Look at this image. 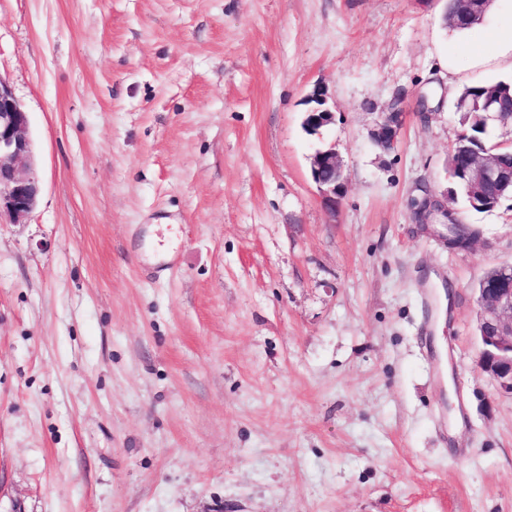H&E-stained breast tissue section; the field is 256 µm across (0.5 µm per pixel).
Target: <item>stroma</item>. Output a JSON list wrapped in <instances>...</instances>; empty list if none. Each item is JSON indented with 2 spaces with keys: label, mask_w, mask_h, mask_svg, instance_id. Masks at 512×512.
<instances>
[{
  "label": "stroma",
  "mask_w": 512,
  "mask_h": 512,
  "mask_svg": "<svg viewBox=\"0 0 512 512\" xmlns=\"http://www.w3.org/2000/svg\"><path fill=\"white\" fill-rule=\"evenodd\" d=\"M445 10L0 0L42 182L0 217V512H512V397L475 334L512 201H449L464 250L415 218L458 90L512 79L471 60L512 0L466 32ZM331 145L333 212L310 176ZM317 107H313L311 111L306 112V116L303 120L304 126L307 130L313 131L320 130L321 127L326 126L327 124L333 122L334 120V112H332L326 106V100L323 98H315ZM320 127V128H316ZM404 115L398 103L394 104L391 112L382 113L371 131V138L380 149L388 151L394 147Z\"/></svg>",
  "instance_id": "obj_1"
}]
</instances>
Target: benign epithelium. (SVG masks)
I'll list each match as a JSON object with an SVG mask.
<instances>
[{
  "instance_id": "obj_1",
  "label": "benign epithelium",
  "mask_w": 512,
  "mask_h": 512,
  "mask_svg": "<svg viewBox=\"0 0 512 512\" xmlns=\"http://www.w3.org/2000/svg\"><path fill=\"white\" fill-rule=\"evenodd\" d=\"M317 106L306 113L304 126L313 131L333 122L334 112L326 100L316 99ZM404 113L399 104L384 112L371 131V138L382 150L394 147ZM500 154L488 150L476 152L464 170L466 188L476 201L489 196L490 191L512 185V173L498 164ZM312 180L323 193V203L336 213L344 188L343 164L332 147L324 148L312 158ZM41 194V182L34 162L32 141L28 133V118L11 90L0 81V213L5 212L18 221L29 214ZM422 215L442 216L453 224L448 211V194L430 195L417 205ZM479 312L478 339L482 350L481 370L497 384L499 392L512 395V266L504 265L502 272L482 278L476 290Z\"/></svg>"
}]
</instances>
